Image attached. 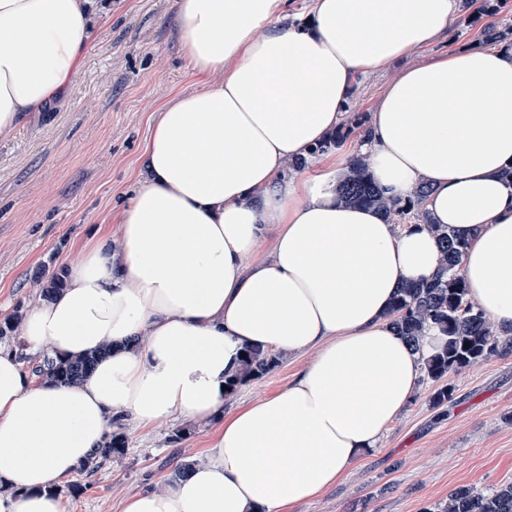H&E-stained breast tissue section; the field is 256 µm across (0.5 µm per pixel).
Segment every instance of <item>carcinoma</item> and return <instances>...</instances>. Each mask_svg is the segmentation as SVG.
<instances>
[{
    "label": "carcinoma",
    "mask_w": 512,
    "mask_h": 512,
    "mask_svg": "<svg viewBox=\"0 0 512 512\" xmlns=\"http://www.w3.org/2000/svg\"><path fill=\"white\" fill-rule=\"evenodd\" d=\"M507 0H460L461 20L467 25H481L480 42L512 45V27L493 19ZM366 131V120L353 114L328 139L311 153L319 157L339 147L353 133ZM342 199L349 203L371 207L399 224L408 221L425 224L435 235L439 245L440 262L436 274L427 280L407 282L396 293L387 319L397 335L414 348L430 332L441 336L440 347L423 359L422 380L431 381L436 388L431 395L434 406L440 407L451 399L454 387L447 376L476 365L499 352H512V336L500 335L486 313L467 296L461 274L462 258L468 248L467 239L431 222L424 202L429 192L421 182L415 185L406 200H392L375 182L369 159L354 157L338 184ZM23 315L15 312L0 322V340L9 339L20 361L42 382L79 384L90 374L97 362L108 352L102 347L85 355L68 359L45 355L33 363L20 340ZM238 372L225 381V394H233L238 387L259 379L280 364V357L261 348H248ZM128 439L121 420L112 422L100 449L83 462L78 471L92 475L108 461L125 455ZM435 512H512V481L504 482L487 491L461 485L448 493V498L436 505Z\"/></svg>",
    "instance_id": "cac0c4a2"
}]
</instances>
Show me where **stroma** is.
Wrapping results in <instances>:
<instances>
[{
  "label": "stroma",
  "instance_id": "1",
  "mask_svg": "<svg viewBox=\"0 0 512 512\" xmlns=\"http://www.w3.org/2000/svg\"><path fill=\"white\" fill-rule=\"evenodd\" d=\"M95 44L74 90L20 124L0 131V319L41 300L31 277L81 258V245L110 223L144 177L142 151L162 107L200 82L176 42L178 0H92ZM458 24L433 45L361 78L347 109L373 112L387 87L410 66L478 43ZM310 355L282 357L264 377L224 400L225 410L288 386ZM455 391L432 405L421 382L379 448L346 477L296 512H432L451 489L488 490L512 481V353L449 375ZM187 428L184 439L171 434ZM216 421L163 420L142 430L125 421L127 454L98 474L60 485L67 512H121L129 495L159 489L182 461L199 459Z\"/></svg>",
  "mask_w": 512,
  "mask_h": 512
}]
</instances>
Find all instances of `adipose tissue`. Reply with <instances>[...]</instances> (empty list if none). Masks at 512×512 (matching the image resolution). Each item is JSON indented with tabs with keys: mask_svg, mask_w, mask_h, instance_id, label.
Wrapping results in <instances>:
<instances>
[{
	"mask_svg": "<svg viewBox=\"0 0 512 512\" xmlns=\"http://www.w3.org/2000/svg\"><path fill=\"white\" fill-rule=\"evenodd\" d=\"M87 2L0 0V130L74 89L93 43ZM458 12L459 0H312L296 24L287 0H179V51L204 84L162 109L116 234L87 240L22 331L34 357L109 353L81 384H39L0 348V512H66L56 485L119 415L142 429L220 421L200 460L122 512H294L378 447L440 343L411 347L386 313L439 252L425 225L340 199L353 156L392 198L427 182L433 221L469 240L470 299L512 334V186L499 178L512 49L405 70L354 148L282 176L345 123L359 76L433 44ZM268 236L270 257L247 263ZM249 346L313 359L282 391L225 410Z\"/></svg>",
	"mask_w": 512,
	"mask_h": 512,
	"instance_id": "obj_1",
	"label": "adipose tissue"
}]
</instances>
